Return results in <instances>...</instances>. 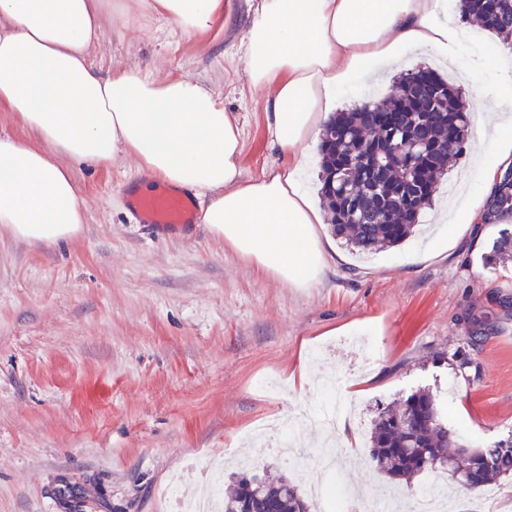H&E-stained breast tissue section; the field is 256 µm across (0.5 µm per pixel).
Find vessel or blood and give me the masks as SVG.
<instances>
[{"label":"vessel or blood","instance_id":"obj_1","mask_svg":"<svg viewBox=\"0 0 512 512\" xmlns=\"http://www.w3.org/2000/svg\"><path fill=\"white\" fill-rule=\"evenodd\" d=\"M127 196L128 206L138 223L150 224L160 230H171L186 228L200 221L196 200L184 189H131Z\"/></svg>","mask_w":512,"mask_h":512}]
</instances>
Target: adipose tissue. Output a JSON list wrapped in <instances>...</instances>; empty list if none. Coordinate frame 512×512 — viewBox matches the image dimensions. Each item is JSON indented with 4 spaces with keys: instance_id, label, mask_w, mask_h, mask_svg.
Wrapping results in <instances>:
<instances>
[{
    "instance_id": "ef3b65f1",
    "label": "adipose tissue",
    "mask_w": 512,
    "mask_h": 512,
    "mask_svg": "<svg viewBox=\"0 0 512 512\" xmlns=\"http://www.w3.org/2000/svg\"><path fill=\"white\" fill-rule=\"evenodd\" d=\"M236 53L248 88L287 164L242 176L241 128L217 95L189 78L157 80L129 68L101 75L91 61L106 12L129 0H0V112L28 134L0 136V228L31 245L82 232L70 165L131 157L148 178L209 195L204 222L217 240L293 288L315 287L327 262L315 232L322 212L302 186L318 133L352 79L380 63L425 55L454 63L463 42L448 0H249ZM159 17L195 34L223 15L224 0H151ZM485 65L458 82L495 124L480 139L479 192L455 215L484 218L498 169L512 165L511 90L490 96Z\"/></svg>"
}]
</instances>
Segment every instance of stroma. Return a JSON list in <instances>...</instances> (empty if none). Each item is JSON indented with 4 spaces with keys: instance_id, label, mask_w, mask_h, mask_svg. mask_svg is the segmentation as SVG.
I'll return each mask as SVG.
<instances>
[{
    "instance_id": "stroma-1",
    "label": "stroma",
    "mask_w": 512,
    "mask_h": 512,
    "mask_svg": "<svg viewBox=\"0 0 512 512\" xmlns=\"http://www.w3.org/2000/svg\"><path fill=\"white\" fill-rule=\"evenodd\" d=\"M234 2L230 21L194 35L147 15L132 36L105 16L92 61L106 76L136 65L212 88L238 118L248 179L286 158L230 58L248 21L247 0ZM449 14L474 35L461 63L512 53V42L462 19L458 0ZM430 64L381 65L371 82L347 86L339 107L389 95L401 74ZM493 133L475 114L411 241L363 252L318 225L328 268L312 288L262 273L206 224L137 223L125 190L146 176L134 160L73 165L82 235L30 246L0 229V512H171L170 480L190 497L204 469L229 474L243 460L294 477L259 426L330 400L355 407L337 471L352 492L344 512H369L368 490L390 488L368 432L378 408L413 391L436 395L470 447L512 440V258L493 255L512 217L462 225L460 244L435 248L449 225L436 213L478 189V139ZM359 334L373 338L375 363L327 398L317 381L365 358L343 347Z\"/></svg>"
}]
</instances>
